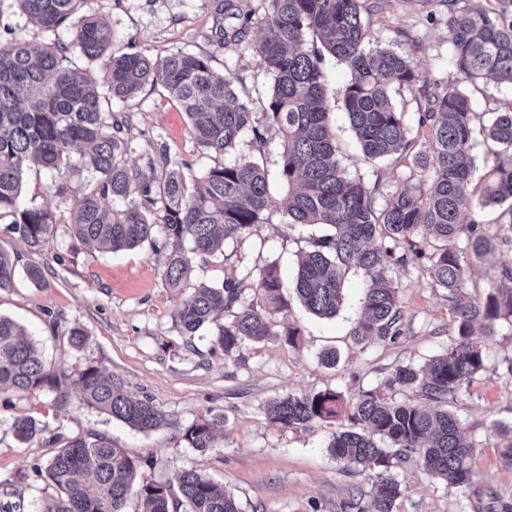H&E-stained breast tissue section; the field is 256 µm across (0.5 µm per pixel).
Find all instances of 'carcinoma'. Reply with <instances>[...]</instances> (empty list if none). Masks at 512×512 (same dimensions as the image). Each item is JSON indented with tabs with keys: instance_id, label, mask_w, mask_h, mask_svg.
Wrapping results in <instances>:
<instances>
[{
	"instance_id": "obj_1",
	"label": "carcinoma",
	"mask_w": 512,
	"mask_h": 512,
	"mask_svg": "<svg viewBox=\"0 0 512 512\" xmlns=\"http://www.w3.org/2000/svg\"><path fill=\"white\" fill-rule=\"evenodd\" d=\"M16 2L45 40L34 45L13 30L0 38V224L30 248L42 249L57 220L47 208L18 206L25 172L86 170L95 184L79 202L74 236L118 252L162 235L165 286L180 294L190 286L195 259L266 223L273 203L269 171L244 156L188 179L169 166L164 143L147 157L149 173L131 168L125 163V123L112 102L133 98L148 83L162 86L185 113L191 137L217 157L236 150L247 134L259 148L278 139L277 180L288 186V223L334 232L310 238L297 258L290 295L274 265L260 273L248 303L233 274L218 285L194 287L176 312L183 335H195L227 312L229 319L213 332L214 346L226 356L269 336L296 346L301 328L288 319L292 305L320 319L336 317L347 275L360 269L366 286L350 336L357 344L392 343L403 329L389 268L420 266L447 292V349L422 366H397L378 386L362 387L348 399L331 389L288 393L269 400L265 412L285 429L347 417L349 425L338 426L329 448L345 467L372 472L371 512H399L403 489L393 469L410 457L428 475L467 493L476 442L448 410V398L487 370L486 341L502 323L512 326L511 264L501 267L483 297L465 299L473 268L496 249L512 250V102L482 125L494 164L477 188L474 125L483 115L474 111L467 86L484 79L512 84V0H495L485 9L447 0L451 61L461 81L444 86L418 71L407 52L372 43L363 22L368 0H268L267 32L253 45L273 79L260 119L235 98L233 77L216 73L206 56L181 49L155 60L139 52L114 55L110 25L79 15L86 0ZM64 31L68 43L60 38ZM329 56L351 71L341 107L364 159L408 162L419 182H428L418 194L395 191L378 209L380 182L351 176L341 164L329 127ZM399 90L418 95L414 127L395 103ZM117 199L127 202L124 209L112 207ZM496 205L502 211L488 225L481 213ZM466 212L470 220L464 223ZM15 275V259L0 250V290L11 288ZM69 378L88 405L142 433L168 424L165 412L131 397L116 374L91 364L68 375L51 370L24 329L0 315V394L48 393L62 408ZM405 391L420 401L393 397ZM219 423V417L200 418L182 439L207 451L215 447ZM12 430L24 443L39 434L29 415L15 418ZM496 432L500 458L512 467V424L501 423ZM151 466L150 459H134L105 437L74 436L48 462L45 473L55 494L35 512H127L133 498L138 512H242L232 492L195 469L182 471L173 483L138 479Z\"/></svg>"
}]
</instances>
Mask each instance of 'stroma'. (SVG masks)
Instances as JSON below:
<instances>
[{"instance_id": "1", "label": "stroma", "mask_w": 512, "mask_h": 512, "mask_svg": "<svg viewBox=\"0 0 512 512\" xmlns=\"http://www.w3.org/2000/svg\"><path fill=\"white\" fill-rule=\"evenodd\" d=\"M365 16L373 38L409 52L423 75L441 82L457 79L450 61L448 7L445 0H370ZM251 22L243 40L217 47L211 40L215 0H86L84 13L104 17L113 32L114 53L140 52L164 57L183 49L210 56L213 69L232 74L239 100L262 112L273 80L259 64L252 46L266 29L262 18L267 0H233ZM332 129L342 162L354 175L381 180L385 192L416 187L406 164L387 162L371 169L358 152L338 97L350 79L348 69L335 61L326 65ZM126 116V137L132 150L129 167L144 168L153 145L166 143L172 167L189 163V176H202L219 159L206 153L190 136L180 106L159 86H145L128 102L113 105ZM55 173L31 171L25 176L20 203L43 206L56 215L53 239L33 251L0 224V249L17 259L15 285L0 291V315L19 322L42 350L47 364L58 372L92 364L119 375L129 395L150 400L171 424L142 433L111 415L87 406L78 393L68 405L53 407L49 394L11 396L0 404V490L11 491L35 512L52 494L46 476L34 466L46 463L72 436L98 433L110 438L133 457H152L153 467L139 476L170 482L186 469H196L232 491L243 512H340L351 494H369L371 472L347 468L327 445L333 425L307 431L282 429L271 423L263 406L287 393H317L326 389L352 395L358 387L377 386L399 364H423L446 349L449 310L446 292L414 266L389 271L399 289L404 334L396 342L355 344L349 334L362 293V273H349L346 303L333 319H318L293 306L291 321L303 330L302 342L291 347L277 337L249 344L224 358L213 348L209 331L185 340L175 321L181 296L164 284V253L151 245L117 253L82 245L72 222L82 196L93 186L92 173L69 176L66 196H55ZM288 188L273 183V205L267 221L243 238L227 241L221 252L196 261L192 284L222 282L235 273L242 295L251 299L261 270L277 265L284 286H291L295 261L306 248L308 227L289 223L285 214ZM39 267L43 285L33 284L28 267ZM81 327L87 341L73 348L67 339L72 326ZM340 354L336 366L321 363L324 349ZM488 370L468 391L456 395L451 409L477 441L473 486L468 494L446 487L414 461L393 471L403 489L400 512H486L493 499L512 506V469L499 458L500 439L494 422H512V325L502 324L487 346ZM34 416L40 435L29 443L16 440L14 416ZM222 417L223 437L215 448L200 453L183 441L182 430L203 417Z\"/></svg>"}]
</instances>
